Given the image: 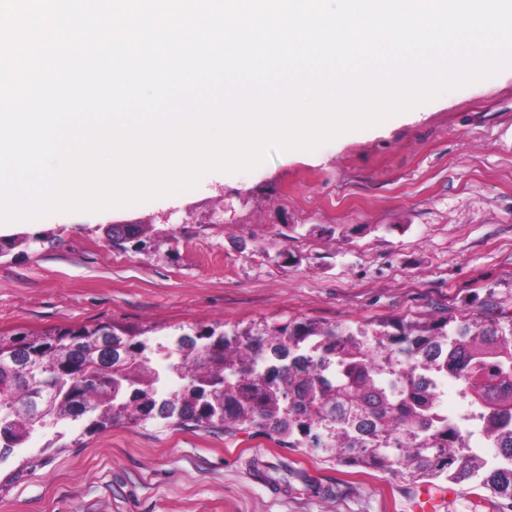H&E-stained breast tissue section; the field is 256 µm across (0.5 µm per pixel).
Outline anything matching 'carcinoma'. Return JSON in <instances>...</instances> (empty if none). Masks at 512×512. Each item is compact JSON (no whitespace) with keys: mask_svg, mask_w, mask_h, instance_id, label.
Wrapping results in <instances>:
<instances>
[{"mask_svg":"<svg viewBox=\"0 0 512 512\" xmlns=\"http://www.w3.org/2000/svg\"><path fill=\"white\" fill-rule=\"evenodd\" d=\"M145 350L108 323L0 334V460L34 433L83 418L91 430L157 418L259 428L342 467L414 483L480 475L491 512H512V317L492 306L371 333L308 322L181 327L161 368ZM170 375L180 387L165 393ZM430 379L453 382L492 459L442 414Z\"/></svg>","mask_w":512,"mask_h":512,"instance_id":"carcinoma-1","label":"carcinoma"}]
</instances>
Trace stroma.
I'll return each instance as SVG.
<instances>
[{
    "label": "stroma",
    "mask_w": 512,
    "mask_h": 512,
    "mask_svg": "<svg viewBox=\"0 0 512 512\" xmlns=\"http://www.w3.org/2000/svg\"><path fill=\"white\" fill-rule=\"evenodd\" d=\"M144 224L113 242V226ZM0 332L110 323L169 344L175 327L267 322L368 331L398 319L512 316V69L314 151L206 174L177 201L0 227ZM285 462L270 486L252 459ZM338 485L313 497L301 476ZM475 512L479 481H435ZM419 487L347 472L264 432L164 421L68 422L0 463V512H412Z\"/></svg>",
    "instance_id": "obj_1"
}]
</instances>
